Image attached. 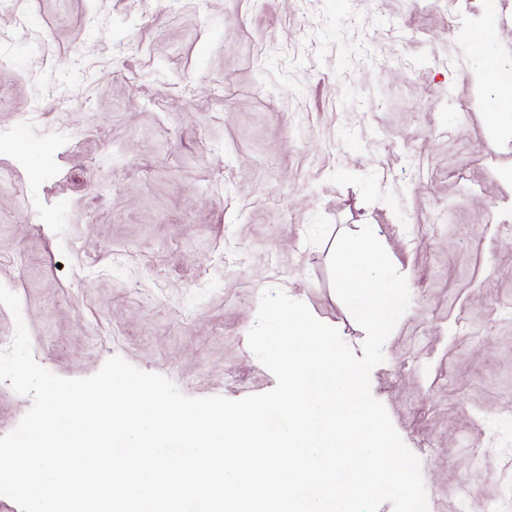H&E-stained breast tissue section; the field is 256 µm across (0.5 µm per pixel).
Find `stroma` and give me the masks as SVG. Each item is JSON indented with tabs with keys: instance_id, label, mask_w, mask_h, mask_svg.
Listing matches in <instances>:
<instances>
[{
	"instance_id": "1",
	"label": "stroma",
	"mask_w": 512,
	"mask_h": 512,
	"mask_svg": "<svg viewBox=\"0 0 512 512\" xmlns=\"http://www.w3.org/2000/svg\"><path fill=\"white\" fill-rule=\"evenodd\" d=\"M0 10V337L64 378L115 355L191 397L274 375L247 342L279 288L360 351L329 257L371 225L411 302L371 372L429 512L512 486V131L482 61L512 0H31ZM484 51L475 54L474 43ZM79 148L57 139L54 102ZM42 207L33 216L23 201ZM487 454L471 463L474 448ZM469 484L467 510L459 486Z\"/></svg>"
}]
</instances>
